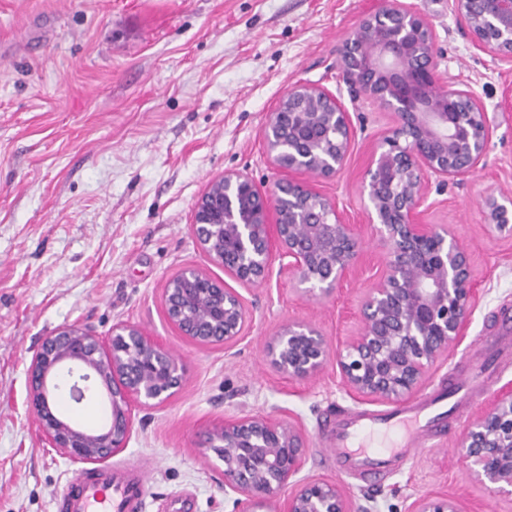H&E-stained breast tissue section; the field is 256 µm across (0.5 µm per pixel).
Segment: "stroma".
Masks as SVG:
<instances>
[{
  "mask_svg": "<svg viewBox=\"0 0 512 512\" xmlns=\"http://www.w3.org/2000/svg\"><path fill=\"white\" fill-rule=\"evenodd\" d=\"M384 0H0V512H55L83 464L49 448L27 403L26 370L43 339L66 325L109 337L139 326L186 369L161 404L136 406L115 467L148 476L145 512H232L224 463L200 435L225 419L273 415L309 439L303 475L342 484L365 512H412L422 495L455 498L461 512H512L457 464L460 433L512 385V363L472 364L495 334L494 313L512 308V238L483 225L486 193H512V66L476 51L450 0H405L428 23L440 73L474 91L495 129L482 168L432 183L430 224L456 227L469 247L477 298L466 337L434 368L420 400L448 376L493 383L453 409L441 445L411 449L381 486L337 470L326 422L336 412L383 404L354 398L335 369L294 380L265 348L284 322L315 323L332 344L362 327L358 304L383 254L365 236L364 273L325 303L308 300L272 264L258 286L226 278L190 231L196 200L227 172L272 188L266 118L296 84L319 85L349 112L344 170L302 182L334 199L349 223L364 221L370 155L397 117L356 94L341 67L344 41ZM193 266L238 288L253 322L233 350L202 346L169 322L164 288Z\"/></svg>",
  "mask_w": 512,
  "mask_h": 512,
  "instance_id": "obj_1",
  "label": "stroma"
}]
</instances>
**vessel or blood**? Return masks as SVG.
<instances>
[{
	"instance_id": "1",
	"label": "vessel or blood",
	"mask_w": 512,
	"mask_h": 512,
	"mask_svg": "<svg viewBox=\"0 0 512 512\" xmlns=\"http://www.w3.org/2000/svg\"><path fill=\"white\" fill-rule=\"evenodd\" d=\"M460 382L447 392L383 413L336 418L332 446L344 470L362 478L385 480L401 464L408 449L437 440L446 430L441 409L444 395H456ZM148 478L140 469H105L81 473L64 488L57 512H141Z\"/></svg>"
}]
</instances>
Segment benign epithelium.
<instances>
[{
  "label": "benign epithelium",
  "mask_w": 512,
  "mask_h": 512,
  "mask_svg": "<svg viewBox=\"0 0 512 512\" xmlns=\"http://www.w3.org/2000/svg\"><path fill=\"white\" fill-rule=\"evenodd\" d=\"M475 49L512 64V0H453ZM342 67L353 89L393 111L397 123L375 148L366 170V225L385 246L380 275L359 302L363 327L332 349L313 323H283L266 357L293 379L336 368L353 397L399 402L425 382L467 334L476 298L468 244L446 224L423 221L431 178L442 183L477 171L493 133V118L471 90L438 72L434 39L424 17L402 0H386L345 40ZM264 139L271 164L290 174L330 178L345 167L352 139L349 113L331 92L300 83L268 114ZM482 215L493 231L512 237V196L486 194ZM191 231L224 272L247 285L269 275L273 255L285 261L299 289L329 298L361 271V225L337 204L293 178L263 190L227 172L212 180L194 205ZM165 311L179 332L200 345L235 346L252 322L242 295L186 268L164 291ZM79 403L98 388L112 415L98 431L57 414L62 376ZM185 379V368L133 324L112 326L102 340L68 325L46 337L27 369L30 408L50 447L80 463L125 446L135 403H162ZM221 449L224 494L233 512H355L347 491L316 478L296 479L308 440L291 421L270 415L224 420L203 434ZM470 475L512 495V388H503L475 416L458 443ZM414 512H460L456 500L422 496Z\"/></svg>",
  "instance_id": "7a95c632"
}]
</instances>
